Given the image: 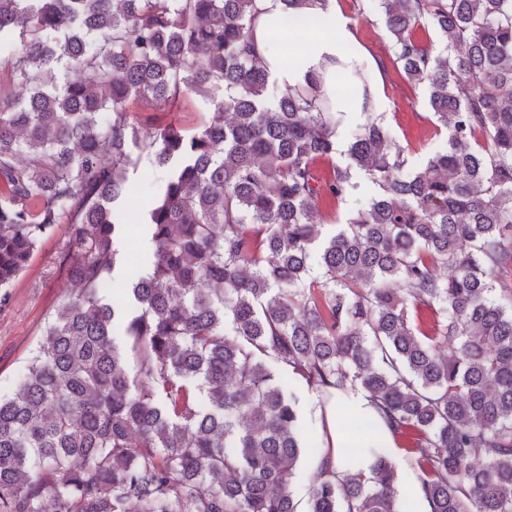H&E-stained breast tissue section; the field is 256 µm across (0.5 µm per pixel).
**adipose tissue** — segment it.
Listing matches in <instances>:
<instances>
[{"label": "adipose tissue", "instance_id": "adipose-tissue-1", "mask_svg": "<svg viewBox=\"0 0 512 512\" xmlns=\"http://www.w3.org/2000/svg\"><path fill=\"white\" fill-rule=\"evenodd\" d=\"M260 16L253 43L257 56L272 78L282 87H297L318 81L332 96L334 111L342 118L336 127L337 144L352 140L368 118L386 112L383 71L370 54L358 46L348 20L337 10L335 0H304L285 10L281 0H256ZM301 35L300 50L290 65L281 62L282 45L276 34L281 28ZM350 414L362 421L378 423L376 434L342 438L336 428L335 410L319 407L314 411L317 433H324L332 448H358L362 454L358 468L370 473L374 448L393 447V435L380 426V417L368 392L356 389L343 393Z\"/></svg>", "mask_w": 512, "mask_h": 512}]
</instances>
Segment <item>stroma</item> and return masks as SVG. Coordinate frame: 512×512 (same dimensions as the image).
<instances>
[{
    "instance_id": "stroma-1",
    "label": "stroma",
    "mask_w": 512,
    "mask_h": 512,
    "mask_svg": "<svg viewBox=\"0 0 512 512\" xmlns=\"http://www.w3.org/2000/svg\"><path fill=\"white\" fill-rule=\"evenodd\" d=\"M336 5L351 23L360 44L373 58L388 63L384 89L388 110L384 121L407 147L409 168L420 167L432 152L447 145V131L430 111L425 87L410 85L393 68L392 43L379 0H336ZM167 176V167L159 164L152 155L142 156L136 169L129 173L137 202L129 208L131 216L119 244L122 260L114 270L118 278L125 279L132 274L126 257L136 252L147 255L152 250L136 215L140 203L163 193ZM375 191L370 181L358 178L357 187L350 195L339 201L323 202L317 223L321 224L324 233H331L334 225L345 223ZM64 240V227H57L16 281L11 290V303L0 307V397H9L16 392L25 373L26 359L41 338L47 313L53 311L69 291L70 285L58 263Z\"/></svg>"
}]
</instances>
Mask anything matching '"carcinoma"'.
<instances>
[{
	"label": "carcinoma",
	"mask_w": 512,
	"mask_h": 512,
	"mask_svg": "<svg viewBox=\"0 0 512 512\" xmlns=\"http://www.w3.org/2000/svg\"><path fill=\"white\" fill-rule=\"evenodd\" d=\"M381 4L448 146L408 171L372 119L320 178L331 113L316 86L270 79L255 0H0V306L59 225L75 286L0 398V512H414L391 453L368 476L352 448L332 466L298 384L338 411L334 392L367 391L430 512H512V286L495 288L512 271V0ZM188 93L208 121L152 122ZM143 154L169 165L143 213L153 253L109 301ZM355 169L378 191L322 238L319 207Z\"/></svg>",
	"instance_id": "cac0c4a2"
}]
</instances>
